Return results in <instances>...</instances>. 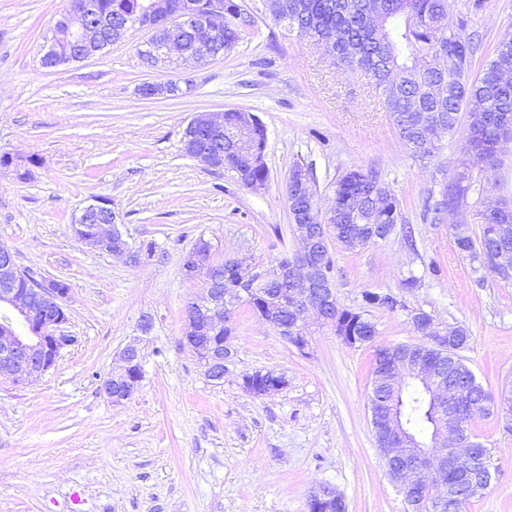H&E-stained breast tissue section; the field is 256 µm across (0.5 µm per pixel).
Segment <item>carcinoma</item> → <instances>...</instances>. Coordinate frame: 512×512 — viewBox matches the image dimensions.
I'll use <instances>...</instances> for the list:
<instances>
[{
	"label": "carcinoma",
	"instance_id": "cac0c4a2",
	"mask_svg": "<svg viewBox=\"0 0 512 512\" xmlns=\"http://www.w3.org/2000/svg\"><path fill=\"white\" fill-rule=\"evenodd\" d=\"M99 15L114 20L139 13L143 0H93ZM226 11L233 21L224 26V43L239 45L251 34L256 21L240 12L236 0H227ZM470 16L457 8L456 0H288V24L299 29L332 56L343 70H359L374 78L373 85L390 113L398 136L411 156L425 164L440 147L428 142L431 129L449 135L461 134L464 148L486 163L497 160L504 143L512 140V39L503 41L483 75L471 78L479 36L469 31ZM242 184L264 183L268 168L247 159L238 163ZM468 188L459 182L446 183L442 199L428 208L431 222L441 224L448 212L465 204ZM327 214L331 217L330 239L347 250L374 244L390 225L402 223L399 200L372 169H351L335 182ZM478 234L464 226L454 234L459 254L485 268L501 280H512V205L505 201L481 203L475 210ZM212 283L228 291L249 288L241 281L232 262L212 266ZM368 304L393 310L399 301L391 294L365 292ZM336 335L366 336L375 324L360 312L336 307ZM448 349L439 355L416 344L418 353L430 360H458V374L474 395V412L490 415L484 408L489 393L477 382L460 352L469 346L468 330L449 327ZM249 392L256 396L276 390L270 373L248 375ZM401 420L409 434L426 444L438 423L431 398L416 381L406 384L397 401ZM436 488L420 491L407 501L411 512H433ZM308 512H347L341 495L321 496L307 502Z\"/></svg>",
	"mask_w": 512,
	"mask_h": 512
}]
</instances>
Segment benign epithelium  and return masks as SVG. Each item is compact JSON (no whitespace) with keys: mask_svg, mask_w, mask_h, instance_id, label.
I'll list each match as a JSON object with an SVG mask.
<instances>
[{"mask_svg":"<svg viewBox=\"0 0 512 512\" xmlns=\"http://www.w3.org/2000/svg\"><path fill=\"white\" fill-rule=\"evenodd\" d=\"M224 0H210L207 10L198 13L192 9L171 12L167 0H144L141 15L112 23L96 17L91 0L68 5L55 22V36L46 43L43 57L53 60L57 67L67 62H81L124 39L133 29H147L151 37L137 47L138 57L151 67H161L171 61L172 53L207 64L224 57L225 47L217 36L224 31ZM167 93L179 95L183 88L177 82L145 84L141 94L145 97ZM237 122L224 127V114L203 113L194 116L187 126L189 131H203L218 141L227 140L233 153L252 161L259 159L254 131L259 119L251 112L237 111ZM191 157L207 168L236 170L221 153L197 150ZM120 214L106 198L91 199L72 217L75 235L90 248L119 259L130 255L142 256V249L132 248L119 228ZM297 238L301 248L283 261L271 266L247 264L235 260L242 279L251 283L278 281L290 283L294 325L280 329L283 340L298 341L296 348L305 351L309 341L305 332L304 315L313 312L326 321L334 319L336 295L333 288L320 276L315 260L320 250V239L314 234L300 232ZM211 246L201 239L183 259L182 268L188 276L204 270L210 261ZM69 290L53 288L46 281L26 278V270L19 267L15 253L8 247L0 249V378L6 377L16 385H29L39 380L49 369L48 355L59 356L61 351L75 342L65 334L67 323L65 299ZM241 300L240 294L207 288L199 297L184 307L182 341L198 358L205 376L214 382L224 379V364L235 355L231 337L217 343L209 333L229 322V315ZM122 371L108 376L100 392L115 404L131 399L140 387L143 377L141 352L134 343L122 353ZM411 357L397 347L387 353L375 373L370 402L373 430H382L387 448L383 449L392 463L390 476L404 493L432 484L448 482V474L471 480V489L480 492L489 486L485 476H477L475 450L468 447L462 431L465 416L473 404L466 400V392L453 383L457 379L456 359L448 365L438 363L420 368L419 375L432 384L434 394L441 403V414L448 415L430 450L410 458L407 433L390 410V399L407 377Z\"/></svg>","mask_w":512,"mask_h":512,"instance_id":"1","label":"benign epithelium"}]
</instances>
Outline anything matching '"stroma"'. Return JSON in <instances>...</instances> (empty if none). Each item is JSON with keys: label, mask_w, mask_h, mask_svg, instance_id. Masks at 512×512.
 I'll use <instances>...</instances> for the list:
<instances>
[{"label": "stroma", "mask_w": 512, "mask_h": 512, "mask_svg": "<svg viewBox=\"0 0 512 512\" xmlns=\"http://www.w3.org/2000/svg\"><path fill=\"white\" fill-rule=\"evenodd\" d=\"M244 2L258 12V37L208 65L170 70L139 59L144 30L84 61L44 67L41 48L65 0H0V155L31 164L25 180L0 166V245L21 268L69 285L63 330L75 338L37 383L0 378V512H307L321 484L348 512H408L376 445L369 396L376 346L421 342L418 312L442 331L465 326L463 357L477 380L495 398L512 391V281L462 258L452 230L473 224L477 196L512 202V142L490 166L444 133L421 165L367 76L288 33L262 14V0ZM471 28L482 42L477 73L512 39V0H484ZM183 79L193 87L181 97L139 93ZM227 109L254 113L267 129L263 190L182 150L193 115ZM299 164L314 169L320 208L352 168L377 170L400 202L412 240L397 229L358 251L331 248L338 304L366 314L377 336L350 346L313 319L303 354L241 304L237 356L223 381H210L182 342L184 306L206 286L184 276L182 259L202 238L215 263L267 266L294 252L285 185ZM459 178L472 185L469 205L446 223L425 220V199ZM94 197L111 201L132 245L154 242V253L130 266L83 244L71 219ZM412 275L419 286L405 290ZM368 291L400 305L370 307ZM134 341L143 379L116 405L99 388ZM259 370L286 387L249 393L243 377ZM471 429L491 450L494 479L464 512H512V433L480 414Z\"/></svg>", "instance_id": "1"}]
</instances>
